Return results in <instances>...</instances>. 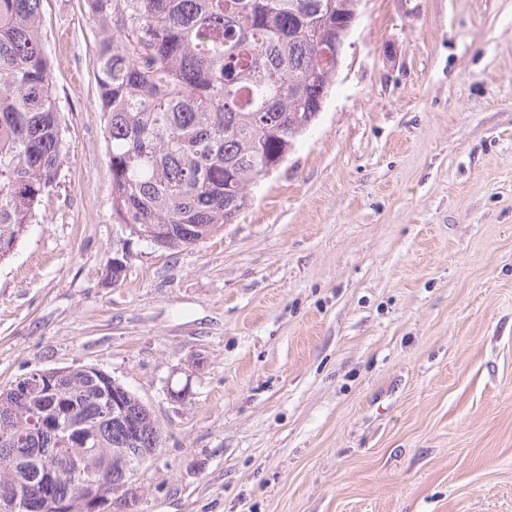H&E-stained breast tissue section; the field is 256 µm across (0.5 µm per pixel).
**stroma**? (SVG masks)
<instances>
[{
	"mask_svg": "<svg viewBox=\"0 0 512 512\" xmlns=\"http://www.w3.org/2000/svg\"><path fill=\"white\" fill-rule=\"evenodd\" d=\"M43 33L69 149L0 262V388L141 399L134 512H512V0H359L313 126L177 254L112 218L85 0Z\"/></svg>",
	"mask_w": 512,
	"mask_h": 512,
	"instance_id": "35a3bbf8",
	"label": "stroma"
}]
</instances>
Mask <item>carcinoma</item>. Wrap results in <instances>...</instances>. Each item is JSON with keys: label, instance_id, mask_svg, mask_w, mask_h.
<instances>
[{"label": "carcinoma", "instance_id": "obj_1", "mask_svg": "<svg viewBox=\"0 0 512 512\" xmlns=\"http://www.w3.org/2000/svg\"><path fill=\"white\" fill-rule=\"evenodd\" d=\"M43 0H0V261L37 220L68 152L53 61L41 34ZM106 32L97 49L98 109L112 172L115 223L139 242L184 250L251 204L250 187L273 171L317 119L336 79L325 36L352 20L355 0H86ZM133 254L113 260L112 282ZM126 407L112 422V396ZM105 459L114 448L161 450L162 430L135 394L112 389L97 367H69L49 391L17 379L0 389V494L35 491L64 432ZM24 459L12 478L14 455ZM54 496L77 507L78 477Z\"/></svg>", "mask_w": 512, "mask_h": 512}]
</instances>
